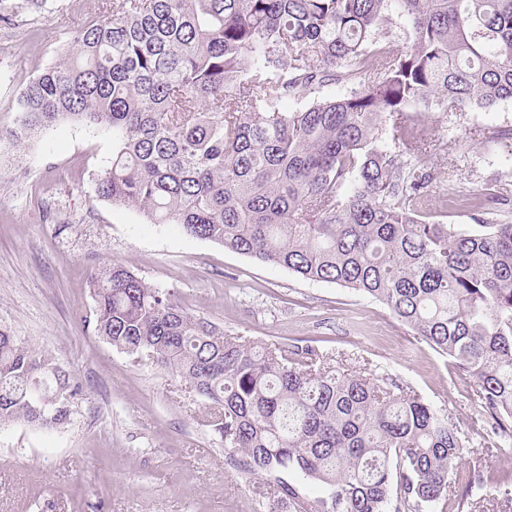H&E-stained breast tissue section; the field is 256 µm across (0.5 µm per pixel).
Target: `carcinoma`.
Returning <instances> with one entry per match:
<instances>
[{"mask_svg": "<svg viewBox=\"0 0 512 512\" xmlns=\"http://www.w3.org/2000/svg\"><path fill=\"white\" fill-rule=\"evenodd\" d=\"M391 11L402 47L380 36ZM509 100L512 0H111L26 86L12 137L62 119L112 129L98 197L385 304L477 383L497 447L512 440V199L439 194L415 114ZM464 200L472 224L443 222ZM91 290L98 336L169 369L210 402L240 471L275 476L265 512L448 508L470 438L410 385L228 338L121 265ZM78 395L0 329V424L57 429Z\"/></svg>", "mask_w": 512, "mask_h": 512, "instance_id": "obj_1", "label": "carcinoma"}]
</instances>
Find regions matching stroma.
<instances>
[{"label": "stroma", "mask_w": 512, "mask_h": 512, "mask_svg": "<svg viewBox=\"0 0 512 512\" xmlns=\"http://www.w3.org/2000/svg\"><path fill=\"white\" fill-rule=\"evenodd\" d=\"M96 0H6L0 10V329L49 354L80 393L69 424L0 425V512H260L274 478L242 473L206 421L210 405L147 357L118 351L83 316L92 274L130 268L230 337L320 348L352 370L402 378L479 438L475 382L386 305L347 288L301 280L149 223L99 198L112 131L65 120L20 147L9 138L27 84L58 62ZM433 139L455 138L440 184L467 195L512 196V101L489 110L431 112ZM457 495L472 512H512V443L475 448Z\"/></svg>", "instance_id": "obj_1"}]
</instances>
